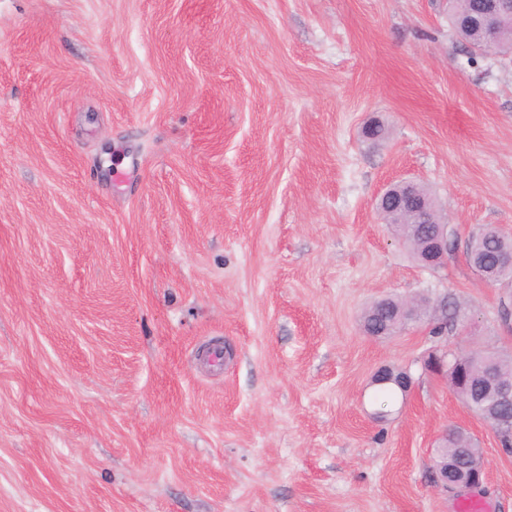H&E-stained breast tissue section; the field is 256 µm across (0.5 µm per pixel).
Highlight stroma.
Here are the masks:
<instances>
[{
	"label": "stroma",
	"mask_w": 512,
	"mask_h": 512,
	"mask_svg": "<svg viewBox=\"0 0 512 512\" xmlns=\"http://www.w3.org/2000/svg\"><path fill=\"white\" fill-rule=\"evenodd\" d=\"M398 179L439 268L378 216ZM485 224L512 234V59L448 0H0V512H457L452 426L512 512V453L428 366L512 354ZM386 296L471 332L365 335ZM448 13H450L449 20L453 27H455L458 36L473 54L476 52L475 48L472 47L476 44V38L474 34L468 31L466 22L471 20V17L475 16L485 4L486 1L490 0H448ZM466 27V28H465ZM467 29V31H466ZM429 263L436 261L439 257L448 253V225L444 219L437 224L433 234L429 238ZM512 247V236L498 229L497 227L487 225L478 228L472 232L467 250H478L477 256L481 261V265L490 271H498L496 267V259L504 249ZM461 360H465L471 364H482L488 365L489 361L486 359V355L483 353V349L477 346H468L462 351H458L451 355V358H448V361H445V357L442 359H434L436 369L443 370L446 369L449 372L456 371L459 366ZM401 373V372H400ZM400 373L395 374L392 369L388 368H382L375 372L373 376V383L375 385H383L381 388L383 389V392L387 395H392V393L397 392V387L394 384L389 383H401L400 390L404 392V394L408 391V386L410 383L409 376L406 373H403V375L397 379V377L400 375ZM387 384V385H384ZM396 387V388H395ZM488 466V460L481 457L477 468L467 473L450 456L446 462L433 466L434 482L453 497L476 493L482 490Z\"/></svg>",
	"instance_id": "stroma-1"
}]
</instances>
